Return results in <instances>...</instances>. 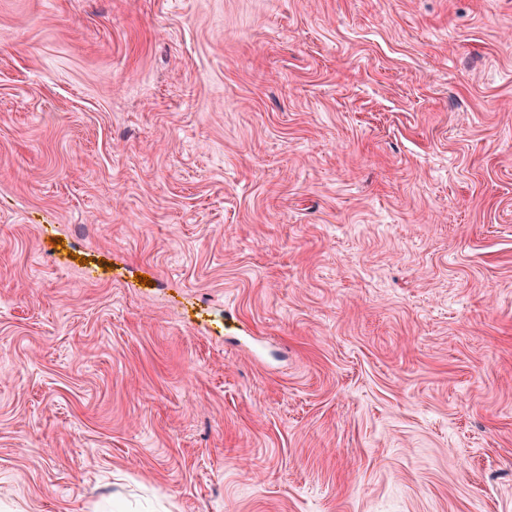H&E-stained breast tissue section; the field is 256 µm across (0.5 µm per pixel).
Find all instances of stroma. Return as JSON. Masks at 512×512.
I'll list each match as a JSON object with an SVG mask.
<instances>
[{
	"mask_svg": "<svg viewBox=\"0 0 512 512\" xmlns=\"http://www.w3.org/2000/svg\"><path fill=\"white\" fill-rule=\"evenodd\" d=\"M114 498L512 512V0H0V512Z\"/></svg>",
	"mask_w": 512,
	"mask_h": 512,
	"instance_id": "1",
	"label": "stroma"
}]
</instances>
